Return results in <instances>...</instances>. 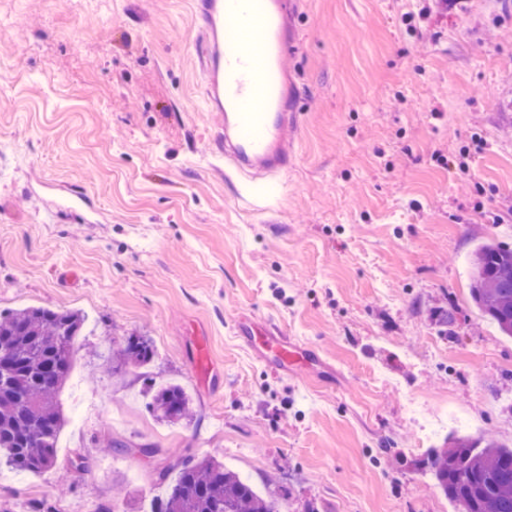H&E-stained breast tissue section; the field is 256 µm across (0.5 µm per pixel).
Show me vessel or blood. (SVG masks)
<instances>
[{
  "label": "vessel or blood",
  "instance_id": "obj_1",
  "mask_svg": "<svg viewBox=\"0 0 512 512\" xmlns=\"http://www.w3.org/2000/svg\"><path fill=\"white\" fill-rule=\"evenodd\" d=\"M201 32L207 108L223 112L213 137L225 167L245 180L276 179L291 168L284 133L296 119L293 80L281 60L295 42L297 0H192ZM254 354L276 370L304 364L307 349L269 324L239 323Z\"/></svg>",
  "mask_w": 512,
  "mask_h": 512
}]
</instances>
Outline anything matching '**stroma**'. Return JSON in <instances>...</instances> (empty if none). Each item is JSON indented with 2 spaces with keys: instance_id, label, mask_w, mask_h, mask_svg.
<instances>
[{
  "instance_id": "35a3bbf8",
  "label": "stroma",
  "mask_w": 512,
  "mask_h": 512,
  "mask_svg": "<svg viewBox=\"0 0 512 512\" xmlns=\"http://www.w3.org/2000/svg\"><path fill=\"white\" fill-rule=\"evenodd\" d=\"M294 24V166L245 185L209 155L189 0H0V310L88 319L57 465L0 466V512H148L147 445L288 512H459L418 467L443 441L423 422L450 406L460 435L512 443V338L469 290L474 250L512 246V0H303ZM240 319L321 374L275 372ZM132 335L192 425L113 370ZM237 327L240 336L249 341L254 354L278 371L288 373L289 369L304 364L309 359L307 349L269 324L263 323L260 326L262 336H252V328L245 322H239ZM143 384L146 394L150 397L148 409L157 419L172 424L191 421L192 402L180 385L157 387L148 375H144Z\"/></svg>"
}]
</instances>
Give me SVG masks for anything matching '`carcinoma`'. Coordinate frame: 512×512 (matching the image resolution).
<instances>
[{"mask_svg": "<svg viewBox=\"0 0 512 512\" xmlns=\"http://www.w3.org/2000/svg\"><path fill=\"white\" fill-rule=\"evenodd\" d=\"M470 295L500 333L512 337V248L484 244L472 261ZM85 316L42 307L0 310V464L19 471L42 472L56 464L64 417L58 404L67 380L73 348ZM154 357L152 345L131 336L112 363L142 368ZM148 409L159 420H190L192 402L178 384L156 386L144 376ZM420 466L433 487L460 506L461 512H512V445L491 435H450ZM177 470L169 480L171 470ZM165 495L152 512H284L279 500L266 497L216 458L181 460L157 470Z\"/></svg>", "mask_w": 512, "mask_h": 512, "instance_id": "cac0c4a2", "label": "carcinoma"}]
</instances>
